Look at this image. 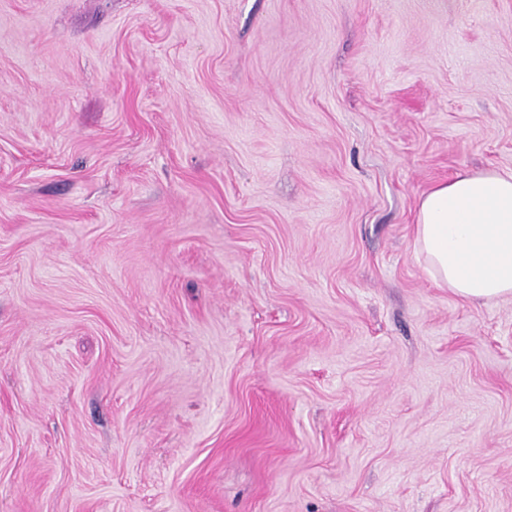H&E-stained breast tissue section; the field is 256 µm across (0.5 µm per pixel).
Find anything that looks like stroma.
<instances>
[{
	"mask_svg": "<svg viewBox=\"0 0 512 512\" xmlns=\"http://www.w3.org/2000/svg\"><path fill=\"white\" fill-rule=\"evenodd\" d=\"M485 169L512 0H0V512H512ZM414 247L430 278L467 301L512 296V171H462L420 198Z\"/></svg>",
	"mask_w": 512,
	"mask_h": 512,
	"instance_id": "stroma-1",
	"label": "stroma"
}]
</instances>
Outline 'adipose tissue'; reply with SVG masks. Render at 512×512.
<instances>
[{"mask_svg":"<svg viewBox=\"0 0 512 512\" xmlns=\"http://www.w3.org/2000/svg\"><path fill=\"white\" fill-rule=\"evenodd\" d=\"M414 247L437 286L467 301L512 296V171H462L423 194Z\"/></svg>","mask_w":512,"mask_h":512,"instance_id":"ef3b65f1","label":"adipose tissue"}]
</instances>
